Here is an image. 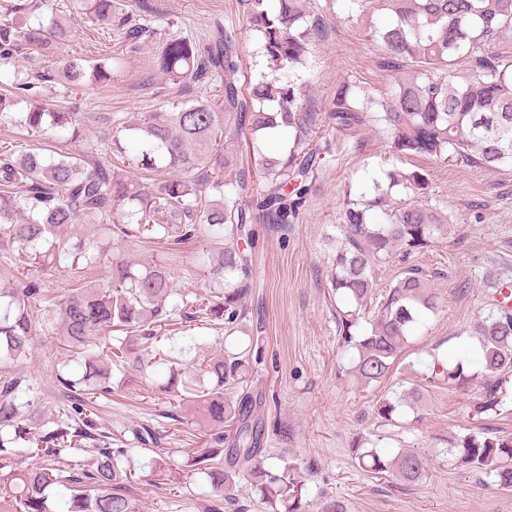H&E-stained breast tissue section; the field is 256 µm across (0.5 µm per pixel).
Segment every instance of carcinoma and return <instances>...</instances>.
I'll use <instances>...</instances> for the list:
<instances>
[{
  "mask_svg": "<svg viewBox=\"0 0 512 512\" xmlns=\"http://www.w3.org/2000/svg\"><path fill=\"white\" fill-rule=\"evenodd\" d=\"M396 16L376 31L385 65L397 73L398 89L383 120L394 149L403 155H447L494 173L512 164V59L485 52V45L512 34V0H387ZM306 0H239L253 30L262 35L263 55L277 75L245 89L236 74L241 40L216 24L206 42L176 37L166 42L152 66L175 84L216 83L213 99L180 102L173 110L153 112L129 124L139 153L123 169V146L111 129L100 131L99 144L109 159L86 152H57L46 162L37 152H0V461L23 458L26 466L10 474L12 490L0 495V512H137L129 487L132 477L128 440L112 438L98 421L96 403L112 398V370L142 369V353H155L167 366L158 391L191 405L203 423L205 442L187 451L193 471L227 499L234 496L238 465L250 464L248 475L260 500L277 512H305V483L295 468L278 473L263 468L265 427L257 411L263 398L248 387L251 348L226 351L209 358H189L195 337L172 355L160 346L162 330L174 315L234 330L246 318L252 292V265L239 242L255 239L254 224L280 231L296 223L310 190L309 182L323 158L315 143L320 113L298 83L294 69L309 53L311 39L321 34L324 20L307 18ZM71 6L96 21H112L114 0H71ZM37 0L0 4V69L18 63L26 50L41 49L67 37L61 25L46 31L28 25ZM154 10L148 0H132L118 26L124 38L140 37ZM105 57L86 74L80 59L62 63L51 81L60 94L76 93L86 82L110 79ZM43 75L13 80L0 93V125H18L34 137L50 140L56 129L68 128L76 138L80 113L57 112L44 103ZM28 103L18 116L16 101ZM336 130L349 132L364 122L350 88L342 86L330 113ZM284 127L292 134L286 154L257 153L243 158L236 137L252 139ZM172 171L167 179L140 177L137 171ZM263 181L252 200L241 201L251 173ZM387 185L374 182L373 198L350 201L340 224L341 237L329 238L332 249L331 293L350 309L338 321L343 347L354 352L357 377L369 385L381 382L408 345L426 312L438 301L427 274L409 265L387 288H377L376 268L399 253L403 262L427 249L442 232L448 217L426 205L407 203L388 208L395 186L416 194L428 188L427 174L393 170ZM384 210L386 223L369 222L368 211ZM98 226L106 238L79 233ZM160 238L169 246L195 238L227 239L222 250L206 253L209 292L176 295L170 270L160 263L135 264L112 256V243ZM69 257L81 269L109 267L99 281L82 282L60 296L53 314L43 316L47 278ZM373 312L371 330L354 334L362 315ZM120 331L125 337L96 333ZM60 337L61 358L53 360L55 385L67 401L55 418L36 422L29 417L35 402L28 379L18 370L35 336ZM480 353L475 360L448 366L432 355L426 381L462 387L475 376L482 391L472 405L476 417L500 415L512 382V307L497 302L475 320ZM477 372H471V369ZM400 400L382 397L377 415L391 420ZM133 442L154 453L147 466L161 468L170 439L168 424L141 423L131 429ZM450 452L468 470H479L494 485L512 488V437L486 427L455 442ZM65 454L78 464L63 474L57 467ZM358 466L369 473L414 482L427 472L426 458L413 451L384 459L376 450L355 449Z\"/></svg>",
  "mask_w": 512,
  "mask_h": 512,
  "instance_id": "1",
  "label": "carcinoma"
}]
</instances>
